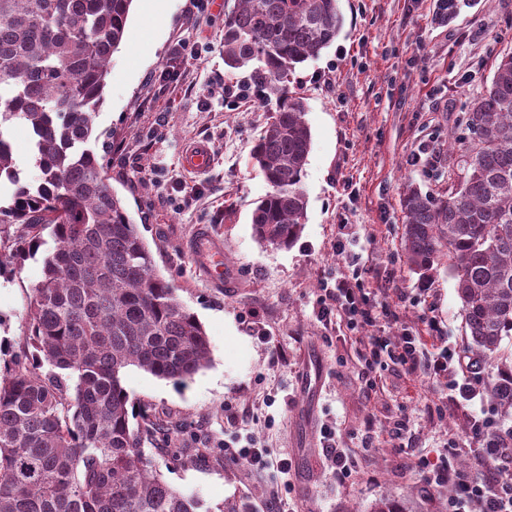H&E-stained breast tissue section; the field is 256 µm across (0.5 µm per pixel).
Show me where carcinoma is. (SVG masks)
Returning <instances> with one entry per match:
<instances>
[{"label":"carcinoma","mask_w":512,"mask_h":512,"mask_svg":"<svg viewBox=\"0 0 512 512\" xmlns=\"http://www.w3.org/2000/svg\"><path fill=\"white\" fill-rule=\"evenodd\" d=\"M133 0H0V270L43 253L29 301L27 349L0 368V512H212L153 470L122 374L137 366L185 384L209 362L196 315L158 271L138 225L88 147ZM473 0H440L438 24ZM339 0H237L224 14V64L254 66L277 111L251 158L270 191L252 212L255 239L300 236L312 137L289 77L338 36ZM448 139L440 195L402 194L404 250L425 277L446 264L468 352L498 362L493 401L512 414V52ZM32 134L40 175L22 182L9 135ZM53 241L54 247L48 246ZM371 512H419L376 502Z\"/></svg>","instance_id":"cac0c4a2"}]
</instances>
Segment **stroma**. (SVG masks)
<instances>
[{"instance_id": "35a3bbf8", "label": "stroma", "mask_w": 512, "mask_h": 512, "mask_svg": "<svg viewBox=\"0 0 512 512\" xmlns=\"http://www.w3.org/2000/svg\"><path fill=\"white\" fill-rule=\"evenodd\" d=\"M235 0H134L123 42L95 118L105 140L100 162L178 299L202 323L210 361L183 387L134 366L122 383L136 408L164 430L144 444L169 484L207 507L234 502L266 512L278 492L294 512H370L383 499L422 502L440 512L447 491L428 487L421 457L435 458L448 438L473 446L467 415L512 418L485 392L495 378L483 364V386L462 414H428L425 385L396 369L378 373L366 396L355 335L339 316H322L319 297L341 274L373 269L394 291L365 335L407 332L423 337L428 355L463 357L460 300L447 266L428 277L404 254L401 188L442 191L441 168L405 160L460 127L468 104L490 82L492 58L512 49V0H477L449 24L433 20L436 0H340L343 27L334 43L299 66L290 87L307 104L312 148L304 169L307 217L290 247L260 245L251 214L270 190L250 151L274 102L251 68L224 64V15ZM240 89L228 100L225 87ZM206 143L212 164L187 173L181 156ZM224 242L233 287L214 282L194 257L199 229ZM43 278L40 259L15 261L0 275V340L10 359L25 343L27 309ZM374 417L371 444L361 424ZM407 422L402 440L394 423ZM335 431L350 449L352 474L337 481L322 453L319 430ZM273 451L260 473L224 458V443ZM292 461L290 475L277 460Z\"/></svg>"}]
</instances>
